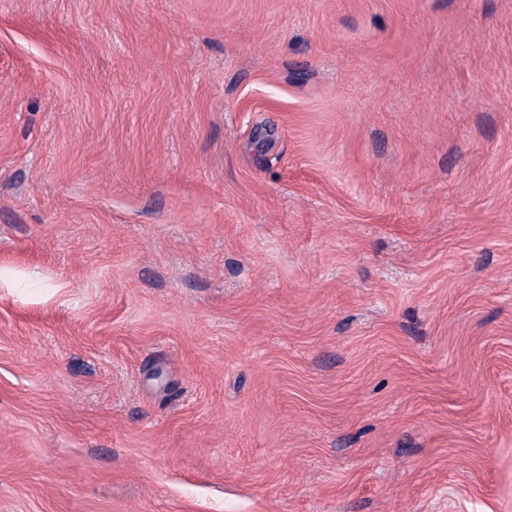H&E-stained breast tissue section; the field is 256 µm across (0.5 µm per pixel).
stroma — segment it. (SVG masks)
I'll use <instances>...</instances> for the list:
<instances>
[{"mask_svg":"<svg viewBox=\"0 0 512 512\" xmlns=\"http://www.w3.org/2000/svg\"><path fill=\"white\" fill-rule=\"evenodd\" d=\"M0 512H512V0H0Z\"/></svg>","mask_w":512,"mask_h":512,"instance_id":"1","label":"stroma"}]
</instances>
